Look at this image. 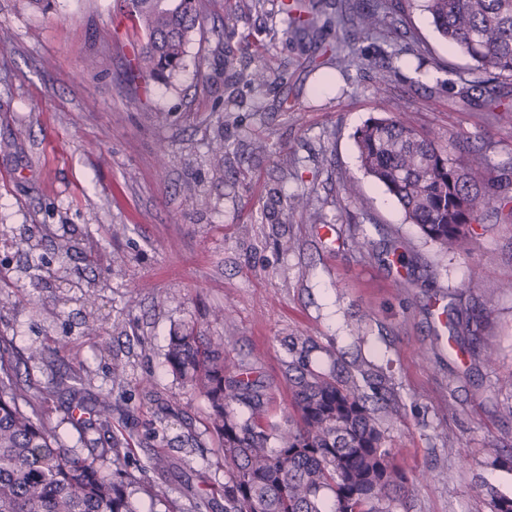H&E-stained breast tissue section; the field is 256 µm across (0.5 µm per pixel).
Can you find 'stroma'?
<instances>
[{"mask_svg":"<svg viewBox=\"0 0 512 512\" xmlns=\"http://www.w3.org/2000/svg\"><path fill=\"white\" fill-rule=\"evenodd\" d=\"M228 1L239 16L228 50L212 37L191 43L183 70L165 84L130 78L137 35L119 0H55L46 14L0 0V339L22 352L43 349L22 366V382L43 389L73 378L88 399L111 391L112 432L130 437L129 464L168 491L165 506L134 491L138 512H191L194 485L224 500L209 404L166 363L169 332L183 324L208 336L233 332L228 365L262 376L280 423L292 413L285 336H313L325 367L336 354L371 361L401 407L384 425L386 447L412 480L395 512H488L478 477L512 491V474L490 465L495 449L512 447V418L499 412L500 384L512 376V292L503 289L512 279V223L486 210L467 249L444 253L364 173L354 133L402 112L439 132L442 146L468 141L491 165L508 167L512 128L454 97L449 81L473 62L421 8L407 18L418 55L395 59L381 86L387 44L338 41L331 25L354 0H303L321 12L315 42L288 37L280 0L259 11L252 0H211L210 24L222 26ZM352 49L369 67L326 66L329 53ZM258 54L287 79L259 90L236 81L234 69ZM230 95L237 106L228 116ZM132 99L139 109L129 108ZM219 130L234 151L220 172L206 160ZM259 140L267 153L254 152ZM349 180L358 196L346 194ZM273 186L310 194L311 210L269 223ZM68 241L76 250L60 254ZM393 243L410 268L388 256ZM116 252L127 259L119 272ZM472 281L481 286L473 296L462 291ZM85 286L97 295L95 311L78 301ZM452 294L480 311L479 346L497 353L493 368L449 350L442 311ZM89 322L99 335H85ZM116 359L127 365L118 387ZM157 455L166 465L150 469Z\"/></svg>","mask_w":512,"mask_h":512,"instance_id":"obj_1","label":"stroma"}]
</instances>
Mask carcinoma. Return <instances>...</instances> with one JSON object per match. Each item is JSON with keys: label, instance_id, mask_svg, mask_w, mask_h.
<instances>
[{"label": "carcinoma", "instance_id": "carcinoma-1", "mask_svg": "<svg viewBox=\"0 0 512 512\" xmlns=\"http://www.w3.org/2000/svg\"><path fill=\"white\" fill-rule=\"evenodd\" d=\"M208 2L124 0L142 33L133 75L166 82L179 72L188 45L203 32ZM417 5L431 15L439 35L482 73L460 79L459 100L511 123L512 103L500 87L512 81V0H366L338 14V33L344 41L357 33L388 43ZM282 13L290 38L301 41L317 33V13L302 19L288 16L285 7ZM238 78L260 89L284 79L285 71L258 60ZM355 139L365 173L383 184L411 223L443 250H462L490 206L512 221V172L468 156L469 147L455 156L441 146L438 133L420 131L401 115L369 120ZM230 153L222 133L208 144L215 168H223ZM273 197L267 212L273 224L288 223V210L310 205L308 196L283 201L276 188ZM448 329L450 340L471 345L487 367L495 365L494 352L478 347L480 320L474 309L450 299ZM232 340L183 325L170 334L166 353L172 374L210 405L227 476L222 512H392L407 491L408 476L385 448L381 415L397 409L383 372L342 356L323 370L313 360L319 346L311 337H288L284 374L294 417L277 426L269 421L268 385L246 368H228L225 352ZM19 365L11 347L0 341V512H137L131 495L140 478L128 471L129 439L112 434V393H99L90 408L79 389L56 384L69 393L67 420L79 431L77 447L43 420L44 396L18 379ZM75 408L91 411L95 419L87 425L73 422ZM90 428L107 440L97 446L86 439ZM107 464L115 466V474L102 471ZM479 488L490 512H512V494L483 480Z\"/></svg>", "mask_w": 512, "mask_h": 512}]
</instances>
